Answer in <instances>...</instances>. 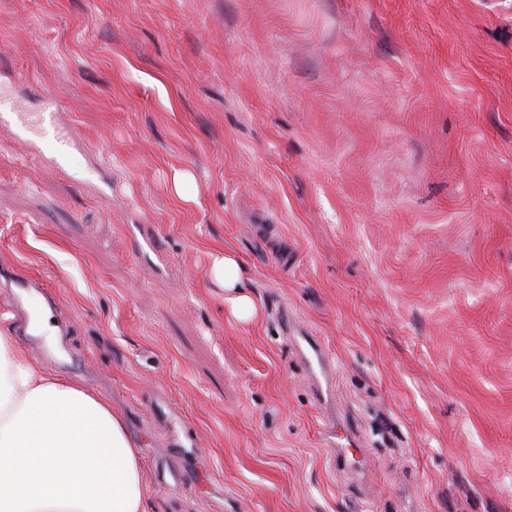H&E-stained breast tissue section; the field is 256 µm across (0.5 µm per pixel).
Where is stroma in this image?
Wrapping results in <instances>:
<instances>
[{
	"label": "stroma",
	"mask_w": 512,
	"mask_h": 512,
	"mask_svg": "<svg viewBox=\"0 0 512 512\" xmlns=\"http://www.w3.org/2000/svg\"><path fill=\"white\" fill-rule=\"evenodd\" d=\"M0 115V270L64 334L0 329L122 416L148 512H512V0H0ZM208 277L215 286L224 288V300L230 303L239 321H256L258 309L253 298L243 290L242 262L236 253L224 246L213 247ZM285 326L288 332L299 345L304 363L308 370L315 377L322 378L327 382L330 373V363L321 345L314 336L304 328L295 325L288 317L285 319ZM337 429L341 430V428L336 427V458L339 459L345 467L355 471L359 470L365 462V454L361 453L360 459V457L349 448L357 446L356 437L343 429L345 437L341 439V435ZM340 440H345V444L340 443Z\"/></svg>",
	"instance_id": "stroma-1"
}]
</instances>
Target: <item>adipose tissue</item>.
Returning <instances> with one entry per match:
<instances>
[{"label":"adipose tissue","instance_id":"adipose-tissue-1","mask_svg":"<svg viewBox=\"0 0 512 512\" xmlns=\"http://www.w3.org/2000/svg\"><path fill=\"white\" fill-rule=\"evenodd\" d=\"M208 277L239 321H256L236 253L214 247ZM146 500L143 465L121 415L29 361L0 329V512H146Z\"/></svg>","mask_w":512,"mask_h":512}]
</instances>
